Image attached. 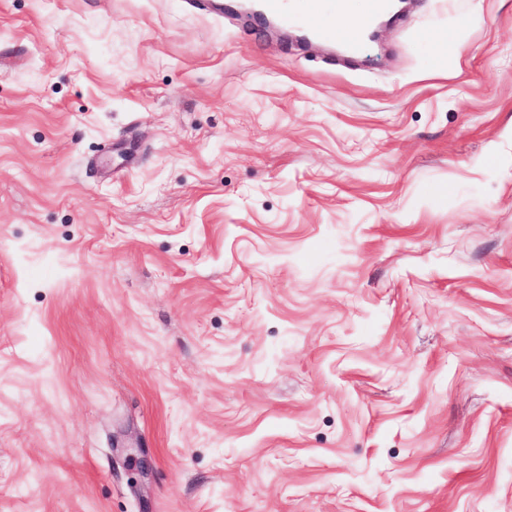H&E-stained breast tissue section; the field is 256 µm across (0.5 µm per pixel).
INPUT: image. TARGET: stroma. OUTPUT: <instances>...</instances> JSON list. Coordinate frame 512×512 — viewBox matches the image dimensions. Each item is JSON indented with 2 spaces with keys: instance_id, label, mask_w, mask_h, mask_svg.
Instances as JSON below:
<instances>
[{
  "instance_id": "1",
  "label": "stroma",
  "mask_w": 512,
  "mask_h": 512,
  "mask_svg": "<svg viewBox=\"0 0 512 512\" xmlns=\"http://www.w3.org/2000/svg\"><path fill=\"white\" fill-rule=\"evenodd\" d=\"M225 6L0 0V512H512V0ZM302 1L305 7L300 14L288 13L285 8L288 0H266L264 7L269 14L279 16L285 23H302L323 37L345 44L351 51L361 47L365 30L386 6V0H374L373 8L366 17L352 20L342 11L316 7L317 1L321 0Z\"/></svg>"
}]
</instances>
